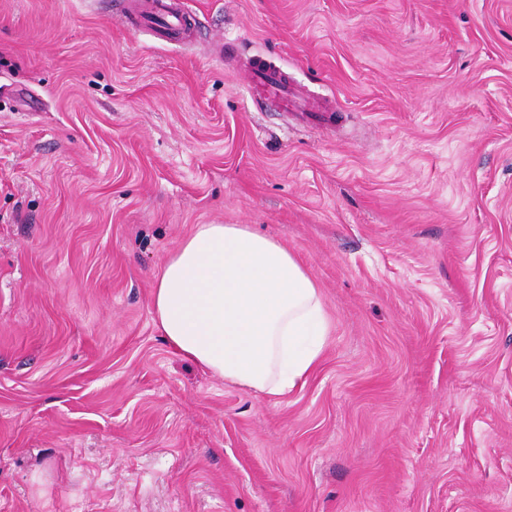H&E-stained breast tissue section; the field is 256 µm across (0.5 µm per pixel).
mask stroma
Instances as JSON below:
<instances>
[{
  "label": "stroma",
  "instance_id": "stroma-1",
  "mask_svg": "<svg viewBox=\"0 0 512 512\" xmlns=\"http://www.w3.org/2000/svg\"><path fill=\"white\" fill-rule=\"evenodd\" d=\"M187 2L192 47L0 0V512H512V0ZM255 54L332 124L263 111ZM199 224L315 280L288 396L159 333Z\"/></svg>",
  "mask_w": 512,
  "mask_h": 512
}]
</instances>
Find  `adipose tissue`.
Segmentation results:
<instances>
[{"instance_id": "1", "label": "adipose tissue", "mask_w": 512, "mask_h": 512, "mask_svg": "<svg viewBox=\"0 0 512 512\" xmlns=\"http://www.w3.org/2000/svg\"><path fill=\"white\" fill-rule=\"evenodd\" d=\"M169 345L225 383L287 396L330 332L320 290L286 247L246 224H200L155 279Z\"/></svg>"}]
</instances>
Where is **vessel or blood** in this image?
I'll return each instance as SVG.
<instances>
[{
    "instance_id": "1",
    "label": "vessel or blood",
    "mask_w": 512,
    "mask_h": 512,
    "mask_svg": "<svg viewBox=\"0 0 512 512\" xmlns=\"http://www.w3.org/2000/svg\"><path fill=\"white\" fill-rule=\"evenodd\" d=\"M112 10L129 30L147 34L159 43H188L199 26L185 0H112ZM245 66L253 93L279 111L299 112L308 118L328 112L324 101L295 85L270 60L256 56L247 59Z\"/></svg>"
}]
</instances>
